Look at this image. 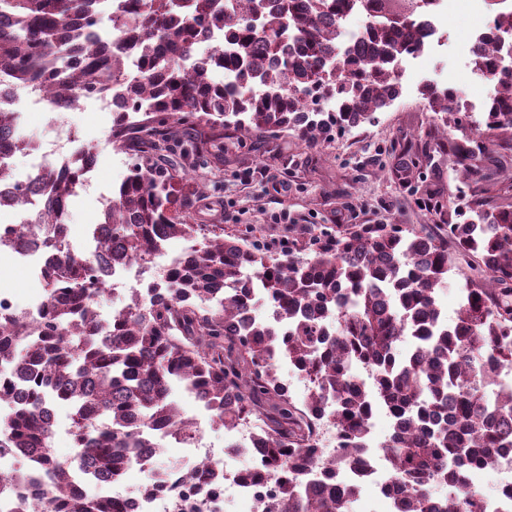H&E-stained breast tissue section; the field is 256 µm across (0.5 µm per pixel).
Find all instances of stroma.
Returning a JSON list of instances; mask_svg holds the SVG:
<instances>
[{
    "instance_id": "obj_1",
    "label": "stroma",
    "mask_w": 512,
    "mask_h": 512,
    "mask_svg": "<svg viewBox=\"0 0 512 512\" xmlns=\"http://www.w3.org/2000/svg\"><path fill=\"white\" fill-rule=\"evenodd\" d=\"M410 85L375 123L337 136L322 147H308L293 137L210 142L205 158H182L194 168L199 192L192 215L199 224H220L225 232L250 243L304 244L321 228L339 224H399L409 230L444 224L449 213H467L469 192L454 185L456 174L441 148L446 137L419 94L418 76L406 71ZM83 147L96 157L92 185L71 201L67 222L75 252H84L83 229L98 223L103 197L125 178L133 155L162 160L160 152L134 146L125 153L112 145V111L98 99L65 113ZM417 159L411 174L402 171L403 148Z\"/></svg>"
}]
</instances>
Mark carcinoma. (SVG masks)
Wrapping results in <instances>:
<instances>
[{
    "instance_id": "cac0c4a2",
    "label": "carcinoma",
    "mask_w": 512,
    "mask_h": 512,
    "mask_svg": "<svg viewBox=\"0 0 512 512\" xmlns=\"http://www.w3.org/2000/svg\"><path fill=\"white\" fill-rule=\"evenodd\" d=\"M420 0H0V79L9 88L52 91L75 103L120 91L126 106L112 121V143L137 140L154 150L187 149L186 131L209 127L238 137L291 135L309 147L371 124L399 96L395 66L422 44L412 15ZM378 5L358 43L338 47L344 22ZM512 11L496 17L474 51L479 71L497 74V95L475 123L458 92L421 89L443 127L458 181L467 187L468 219L434 233L400 224H348L312 237L305 248L268 255L214 224H192L184 168L131 164L99 223L98 250H56L43 273V318L28 324L0 318V363L21 379L0 385V401L16 399L0 417V456L20 455L19 469L0 479V508L26 512H117L112 495L85 484L116 483L131 467L150 469L161 441L187 439L195 418L172 399L181 386L200 394L210 419L232 431L262 416L256 437L263 467L280 476L263 512H349L351 478L372 447L369 419L382 408L395 431L378 444L399 493L394 512H490L477 473L512 452V205L493 195L489 145L512 150V67L501 61L499 33ZM139 80L125 86L130 58ZM230 68L236 82L214 79ZM336 96L342 111L324 112ZM0 142L13 152L12 112L0 111ZM46 193L33 217L46 245L64 234L61 214L73 180L53 166L32 176ZM192 242L167 269L153 301L131 291L129 302L100 323L94 276L99 256L148 265L171 238ZM478 277L461 288L454 322L442 318L437 292L460 259ZM263 292L273 320L246 317ZM288 359L308 380L296 402L278 376ZM370 369L371 382L359 381ZM70 409L73 460L51 448L56 407ZM336 430V457L325 460L313 433ZM224 461L186 476L203 484ZM454 490L448 499L434 483Z\"/></svg>"
}]
</instances>
